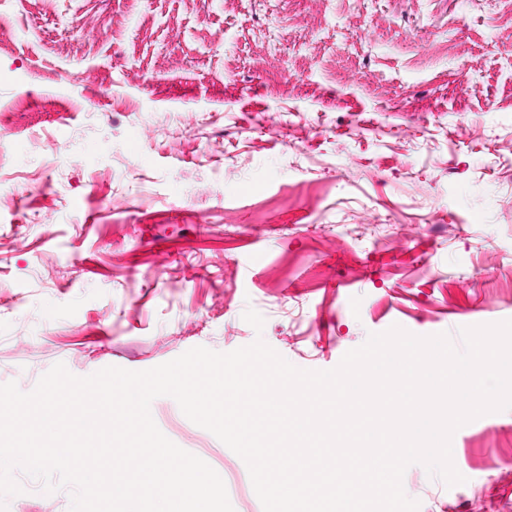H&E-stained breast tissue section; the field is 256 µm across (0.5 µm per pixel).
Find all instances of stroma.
<instances>
[{
  "mask_svg": "<svg viewBox=\"0 0 512 512\" xmlns=\"http://www.w3.org/2000/svg\"><path fill=\"white\" fill-rule=\"evenodd\" d=\"M1 26L0 385L259 337L330 370L395 324L460 350L512 319V0H0ZM151 414L263 512L172 397ZM452 451L462 484L407 468L419 512H512V409ZM13 475L7 512H69Z\"/></svg>",
  "mask_w": 512,
  "mask_h": 512,
  "instance_id": "35a3bbf8",
  "label": "stroma"
}]
</instances>
